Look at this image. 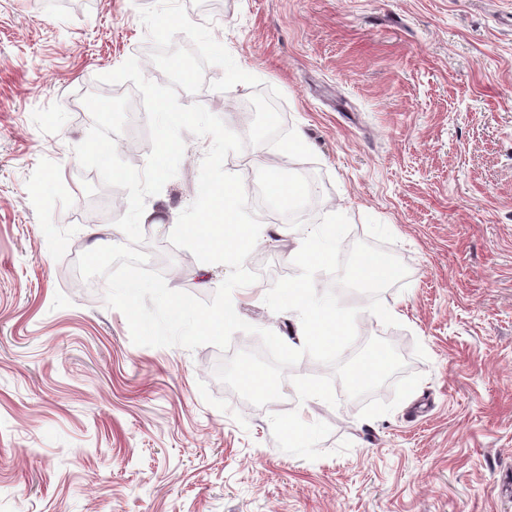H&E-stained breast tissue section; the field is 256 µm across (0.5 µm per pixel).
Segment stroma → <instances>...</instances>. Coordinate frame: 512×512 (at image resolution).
Returning <instances> with one entry per match:
<instances>
[{
    "instance_id": "stroma-1",
    "label": "stroma",
    "mask_w": 512,
    "mask_h": 512,
    "mask_svg": "<svg viewBox=\"0 0 512 512\" xmlns=\"http://www.w3.org/2000/svg\"><path fill=\"white\" fill-rule=\"evenodd\" d=\"M152 0H0V512H512V0H182L245 72L282 94L284 128L311 161L268 145L228 155L246 194L278 178L293 205H256L273 234L232 294L246 322L303 344L296 313L264 296L295 275L307 229L341 213L345 246L368 240L366 217L395 236L408 269L381 299L397 319L358 307L357 345L390 341L417 389L392 412L359 416L335 384L337 406L299 401L291 381L258 408L214 376L226 352L256 350L235 333L212 345L133 344L104 283L84 288L77 257L126 243L127 208L74 148L92 123L84 94L130 95L98 83L127 59L166 83L140 18ZM253 90L179 91L238 135ZM176 176L146 200L149 266L171 289L212 297L229 273L169 242L197 197L210 138L183 133Z\"/></svg>"
}]
</instances>
